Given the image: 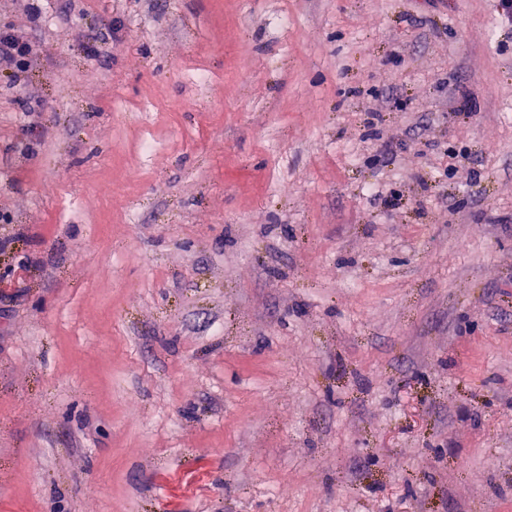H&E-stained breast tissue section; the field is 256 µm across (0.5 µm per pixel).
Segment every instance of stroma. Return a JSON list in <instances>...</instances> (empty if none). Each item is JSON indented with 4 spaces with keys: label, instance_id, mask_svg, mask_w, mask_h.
<instances>
[{
    "label": "stroma",
    "instance_id": "35a3bbf8",
    "mask_svg": "<svg viewBox=\"0 0 512 512\" xmlns=\"http://www.w3.org/2000/svg\"><path fill=\"white\" fill-rule=\"evenodd\" d=\"M13 29L0 512H512L499 0H0ZM37 50L23 36L5 34L0 36V68L10 69L15 81L39 60Z\"/></svg>",
    "mask_w": 512,
    "mask_h": 512
}]
</instances>
